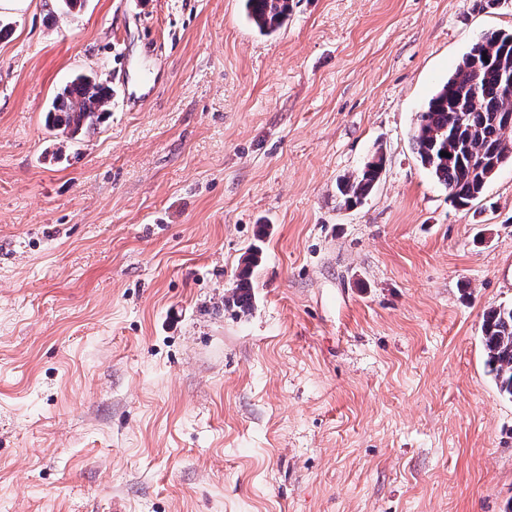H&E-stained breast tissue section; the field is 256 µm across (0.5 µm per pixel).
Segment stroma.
<instances>
[{
	"mask_svg": "<svg viewBox=\"0 0 512 512\" xmlns=\"http://www.w3.org/2000/svg\"><path fill=\"white\" fill-rule=\"evenodd\" d=\"M0 22V512H512L482 342L512 303V166L462 210L411 140L512 6L294 0L270 36L243 0ZM90 70L108 115L62 141L44 114ZM384 167L385 158L379 152L356 175L340 180L336 189L342 206L351 208L362 203L378 183ZM260 259V249H250L243 259L244 267L238 275L233 291V304L240 307L244 312L252 306V285L250 281L251 268L256 266Z\"/></svg>",
	"mask_w": 512,
	"mask_h": 512,
	"instance_id": "35a3bbf8",
	"label": "stroma"
}]
</instances>
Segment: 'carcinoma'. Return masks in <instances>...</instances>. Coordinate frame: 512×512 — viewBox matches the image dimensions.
<instances>
[{
  "mask_svg": "<svg viewBox=\"0 0 512 512\" xmlns=\"http://www.w3.org/2000/svg\"><path fill=\"white\" fill-rule=\"evenodd\" d=\"M292 0H245L250 21L265 34L281 29L288 20ZM512 77V31L484 34L463 56L454 71L418 113L412 134L421 164L448 192L456 207L478 200L487 184L506 164H512V92L504 90ZM112 87L100 76L78 73L59 92L48 110L50 130L68 139L97 129L107 112ZM446 151L449 156H442ZM385 167L376 153L354 176L340 180V203L351 208L362 203L378 183ZM260 249H250L243 259L233 291V304L247 311L252 306L251 268ZM482 333L486 366L499 392L512 398V304L490 308Z\"/></svg>",
  "mask_w": 512,
  "mask_h": 512,
  "instance_id": "carcinoma-1",
  "label": "carcinoma"
}]
</instances>
